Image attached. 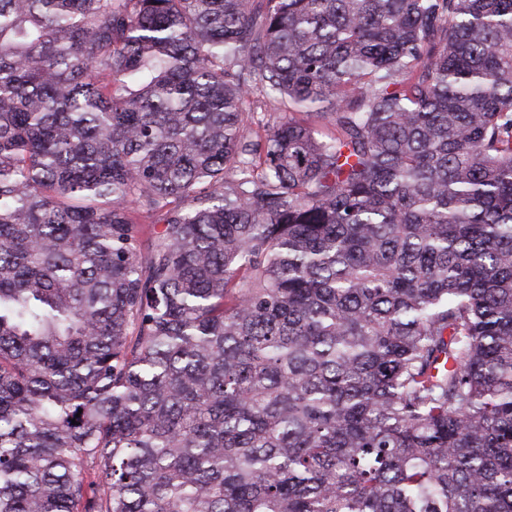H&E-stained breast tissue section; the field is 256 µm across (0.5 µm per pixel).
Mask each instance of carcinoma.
<instances>
[{"mask_svg": "<svg viewBox=\"0 0 512 512\" xmlns=\"http://www.w3.org/2000/svg\"><path fill=\"white\" fill-rule=\"evenodd\" d=\"M0 512H512V0H0Z\"/></svg>", "mask_w": 512, "mask_h": 512, "instance_id": "1", "label": "carcinoma"}]
</instances>
